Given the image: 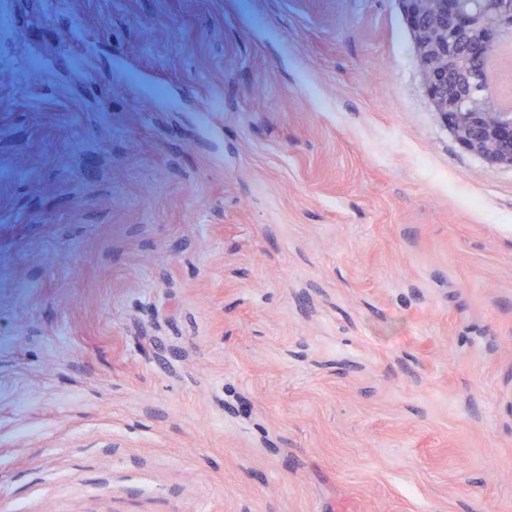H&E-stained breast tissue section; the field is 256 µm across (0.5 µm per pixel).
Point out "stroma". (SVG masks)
<instances>
[{
  "label": "stroma",
  "mask_w": 512,
  "mask_h": 512,
  "mask_svg": "<svg viewBox=\"0 0 512 512\" xmlns=\"http://www.w3.org/2000/svg\"><path fill=\"white\" fill-rule=\"evenodd\" d=\"M6 3L0 512H512V168L397 0ZM407 27L418 67L420 66L419 58L428 60L429 67L433 70L447 68V58L434 51L436 44L447 39V30L432 26L421 30H414L410 26ZM428 76L424 84L430 98L448 93L447 112L441 110L444 99L430 103L434 112L440 111L437 114L457 142L488 165L512 168V113L493 112L488 103L485 112H478L454 101L462 95L467 80L461 73L439 70Z\"/></svg>",
  "instance_id": "1"
}]
</instances>
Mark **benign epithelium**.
<instances>
[{"mask_svg": "<svg viewBox=\"0 0 512 512\" xmlns=\"http://www.w3.org/2000/svg\"><path fill=\"white\" fill-rule=\"evenodd\" d=\"M403 14L424 16L431 0H405ZM448 28L447 52L464 55L478 63L494 56L503 35L512 30V0H485L479 13L462 7V0H444L438 7ZM467 77L455 71H435L425 84L430 97L448 95V110L439 113L457 142L490 166L512 168V113L478 112L456 101Z\"/></svg>", "mask_w": 512, "mask_h": 512, "instance_id": "obj_1", "label": "benign epithelium"}]
</instances>
